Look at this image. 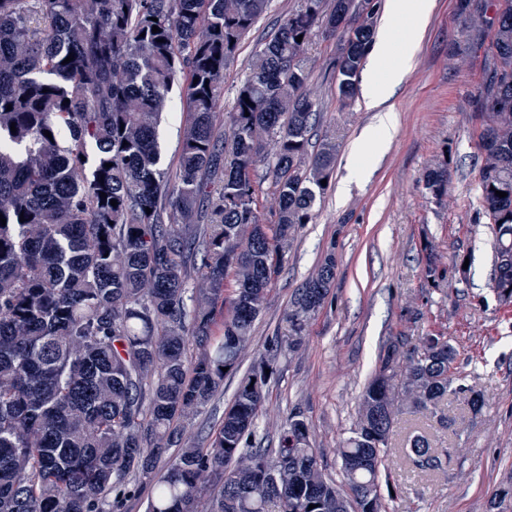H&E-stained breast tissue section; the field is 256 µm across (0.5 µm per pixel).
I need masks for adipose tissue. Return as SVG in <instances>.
I'll return each mask as SVG.
<instances>
[{"mask_svg":"<svg viewBox=\"0 0 512 512\" xmlns=\"http://www.w3.org/2000/svg\"><path fill=\"white\" fill-rule=\"evenodd\" d=\"M434 6V0H387L362 94L365 108L376 112L377 122L370 139H357L351 147L350 177L364 174L361 160L368 154V144L382 149L396 135L395 113L386 102L409 71ZM385 60L392 66L387 72H379L377 65Z\"/></svg>","mask_w":512,"mask_h":512,"instance_id":"1","label":"adipose tissue"}]
</instances>
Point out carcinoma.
Returning <instances> with one entry per match:
<instances>
[{
	"label": "carcinoma",
	"instance_id": "obj_1",
	"mask_svg": "<svg viewBox=\"0 0 512 512\" xmlns=\"http://www.w3.org/2000/svg\"><path fill=\"white\" fill-rule=\"evenodd\" d=\"M269 5L0 0V512H125L143 484L153 485L146 512H199L208 486L217 492L207 512H351L353 503L382 512L384 454L402 405L446 428L445 399L483 409V395L452 372L454 346L423 336L404 355L393 344L380 357L336 480L298 415L277 447L257 442L271 356L240 379L208 447L177 427L238 369L333 175L336 140L314 139L307 51L319 34L336 40L337 95L352 105L380 8L301 0L254 51L223 144L214 130L224 71ZM488 52L477 207L496 234L491 288L511 304L512 0L498 4ZM180 82L186 118L171 172L159 126ZM264 159L272 165L261 170ZM268 180L269 224L258 206ZM423 183L446 194L447 166ZM335 278L331 250L288 304V349L302 344ZM403 453L421 471L441 466L419 431Z\"/></svg>",
	"mask_w": 512,
	"mask_h": 512
}]
</instances>
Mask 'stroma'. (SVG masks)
Here are the masks:
<instances>
[{"instance_id":"35a3bbf8","label":"stroma","mask_w":512,"mask_h":512,"mask_svg":"<svg viewBox=\"0 0 512 512\" xmlns=\"http://www.w3.org/2000/svg\"><path fill=\"white\" fill-rule=\"evenodd\" d=\"M458 0H436L413 65L394 89L397 134L367 158L370 172L339 187L350 164L352 142L373 130L377 117L361 102L342 107L336 97L333 42L315 40L307 54L309 88L319 102L322 130L335 133L340 150L334 173L312 223L304 225L275 277L253 339L237 374L187 427L205 440L233 400L241 373L265 354L268 339L285 332L284 313L297 288L312 275L327 249L336 251V280L324 309L311 320L301 349L278 357L259 433L276 447L289 414L306 421L321 463L339 469V443L357 420L364 385L391 342L418 344L420 337L448 339L457 353L463 384L487 403L472 414L464 401H445L450 428L421 415H401L388 456L390 483L382 487L383 512H512V305L499 303L490 286L494 232L476 210L479 195L480 120L476 101L493 61L490 28L462 32ZM300 0H272L268 13L242 43L224 73L222 117L256 45L265 42ZM181 89L159 129L165 165L175 166L185 121ZM448 164V193L425 189L426 169ZM435 247L444 275L440 288L427 276L428 247ZM470 254L467 280L454 259ZM429 438L443 466L416 470L399 452L413 430Z\"/></svg>"}]
</instances>
